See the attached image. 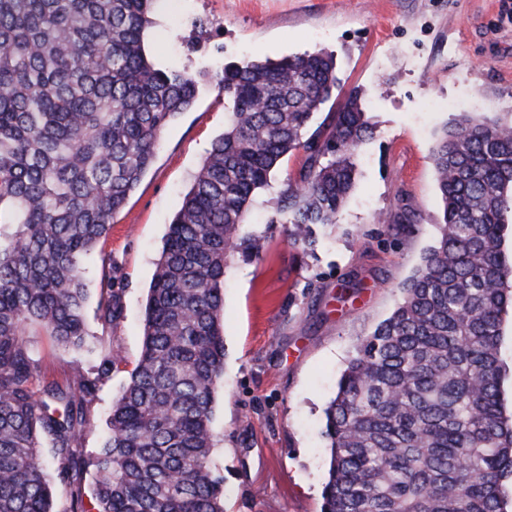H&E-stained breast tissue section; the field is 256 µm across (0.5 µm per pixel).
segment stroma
Masks as SVG:
<instances>
[{
	"instance_id": "stroma-1",
	"label": "stroma",
	"mask_w": 512,
	"mask_h": 512,
	"mask_svg": "<svg viewBox=\"0 0 512 512\" xmlns=\"http://www.w3.org/2000/svg\"><path fill=\"white\" fill-rule=\"evenodd\" d=\"M151 55L199 77L193 107L163 131L152 165L85 262L88 347L34 332L47 378L95 376L119 354L89 406L83 446L102 445L106 417L140 356L148 287L164 236L191 180L224 131V95L208 73L250 59L324 51L343 90L362 91L376 127L357 150L354 189L314 250L269 223L300 167L283 159L243 225L263 237L259 258L224 274V381L213 428L226 512H320L328 463L324 410L360 337L390 316L403 283L438 237L441 202L431 165L435 133L458 117L430 112L455 99L475 117H512V0H155ZM123 290L124 317L97 306L102 255Z\"/></svg>"
}]
</instances>
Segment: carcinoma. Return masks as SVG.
<instances>
[{"label": "carcinoma", "mask_w": 512, "mask_h": 512, "mask_svg": "<svg viewBox=\"0 0 512 512\" xmlns=\"http://www.w3.org/2000/svg\"><path fill=\"white\" fill-rule=\"evenodd\" d=\"M154 0H0V512H224L214 403L224 376V271L256 258L241 234L256 190L304 153L271 224L308 249L337 222L356 152L375 126L356 88L332 101L336 63L321 51L246 60L213 75L224 133L197 169L155 263L139 359L92 458L82 438L99 382L43 379L26 336L87 343L84 260L151 166L163 129L198 81L159 68L144 36ZM327 111L310 130L314 114ZM440 236L392 314L356 344L325 410L322 512H505L512 417L499 342L512 308V119L463 115L431 157ZM107 276L99 316L124 318ZM49 445L47 458L43 445Z\"/></svg>", "instance_id": "1"}]
</instances>
